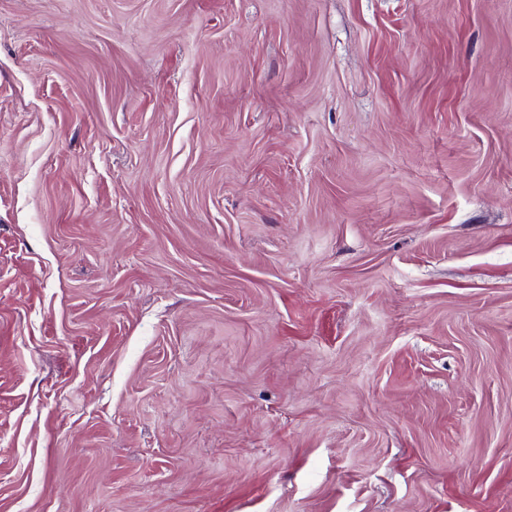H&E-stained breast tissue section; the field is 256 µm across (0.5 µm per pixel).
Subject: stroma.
<instances>
[{
    "mask_svg": "<svg viewBox=\"0 0 512 512\" xmlns=\"http://www.w3.org/2000/svg\"><path fill=\"white\" fill-rule=\"evenodd\" d=\"M0 512H512V0H0Z\"/></svg>",
    "mask_w": 512,
    "mask_h": 512,
    "instance_id": "stroma-1",
    "label": "stroma"
}]
</instances>
